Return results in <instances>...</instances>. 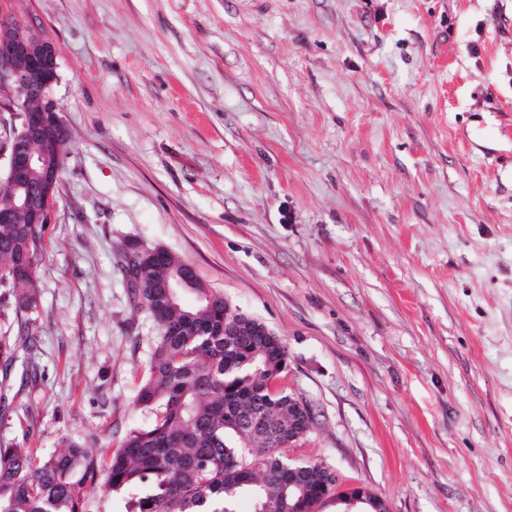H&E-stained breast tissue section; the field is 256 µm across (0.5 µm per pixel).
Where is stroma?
<instances>
[{
  "label": "stroma",
  "instance_id": "35a3bbf8",
  "mask_svg": "<svg viewBox=\"0 0 512 512\" xmlns=\"http://www.w3.org/2000/svg\"><path fill=\"white\" fill-rule=\"evenodd\" d=\"M56 50L70 132L36 376L0 444L109 455L162 247L287 350L325 462L390 512H512V0H0Z\"/></svg>",
  "mask_w": 512,
  "mask_h": 512
}]
</instances>
